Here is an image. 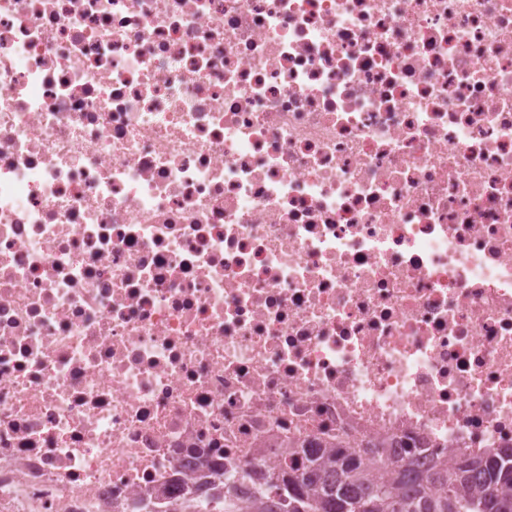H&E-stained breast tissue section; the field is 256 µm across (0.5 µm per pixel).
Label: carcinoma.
Segmentation results:
<instances>
[{"label": "carcinoma", "instance_id": "1", "mask_svg": "<svg viewBox=\"0 0 512 512\" xmlns=\"http://www.w3.org/2000/svg\"><path fill=\"white\" fill-rule=\"evenodd\" d=\"M358 456L334 452L309 454L301 461L291 452L276 467L246 464L242 477L256 484L238 504L216 495L210 512H341L342 504L367 503V512H512V449L451 453L426 470L400 457L384 463L375 476ZM184 498L167 512H192L196 488L183 483Z\"/></svg>", "mask_w": 512, "mask_h": 512}]
</instances>
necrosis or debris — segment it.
<instances>
[{"mask_svg":"<svg viewBox=\"0 0 512 512\" xmlns=\"http://www.w3.org/2000/svg\"><path fill=\"white\" fill-rule=\"evenodd\" d=\"M293 441L512 445V0H0V512Z\"/></svg>","mask_w":512,"mask_h":512,"instance_id":"necrosis-or-debris-1","label":"necrosis or debris"}]
</instances>
